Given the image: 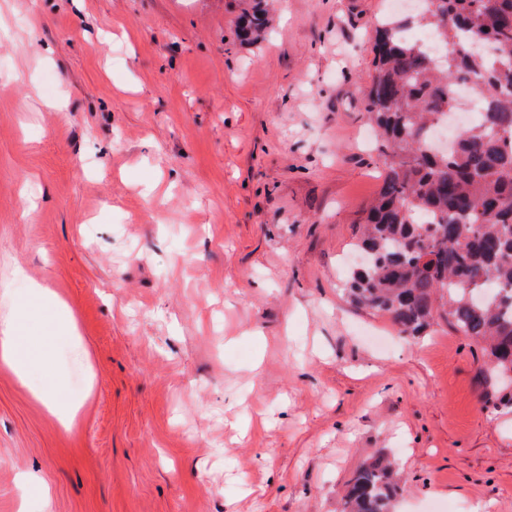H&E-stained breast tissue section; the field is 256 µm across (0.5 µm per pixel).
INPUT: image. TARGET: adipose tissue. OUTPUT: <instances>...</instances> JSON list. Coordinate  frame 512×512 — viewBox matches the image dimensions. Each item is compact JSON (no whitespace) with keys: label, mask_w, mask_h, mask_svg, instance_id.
Segmentation results:
<instances>
[{"label":"adipose tissue","mask_w":512,"mask_h":512,"mask_svg":"<svg viewBox=\"0 0 512 512\" xmlns=\"http://www.w3.org/2000/svg\"><path fill=\"white\" fill-rule=\"evenodd\" d=\"M12 311L0 320V363L9 366L29 386L50 414L58 415L63 428L77 416L71 410L72 389L65 376L53 372L51 355L62 344L66 305L39 284L4 291Z\"/></svg>","instance_id":"1"}]
</instances>
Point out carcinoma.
<instances>
[{"mask_svg":"<svg viewBox=\"0 0 512 512\" xmlns=\"http://www.w3.org/2000/svg\"><path fill=\"white\" fill-rule=\"evenodd\" d=\"M266 23L258 2L241 37L255 40ZM410 23L443 44L441 58L402 35ZM373 52L365 98L384 174L358 244L369 263L353 272L347 298L408 336L444 312L486 346L484 407L512 410V0H423L419 16L385 14ZM461 85L478 92V118L435 153L434 130ZM403 491L395 464L374 459L355 473L341 512H392Z\"/></svg>","mask_w":512,"mask_h":512,"instance_id":"obj_1","label":"carcinoma"}]
</instances>
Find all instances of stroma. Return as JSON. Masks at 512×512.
<instances>
[{"label":"stroma","instance_id":"1","mask_svg":"<svg viewBox=\"0 0 512 512\" xmlns=\"http://www.w3.org/2000/svg\"><path fill=\"white\" fill-rule=\"evenodd\" d=\"M391 0H0V289L64 300V430L0 365V512H340L395 457L393 512H512V412L480 347L352 305L382 157L366 112ZM262 1H258L252 11L243 16L240 25V35L244 40L254 41L259 32L267 23L266 9L262 6Z\"/></svg>","mask_w":512,"mask_h":512}]
</instances>
